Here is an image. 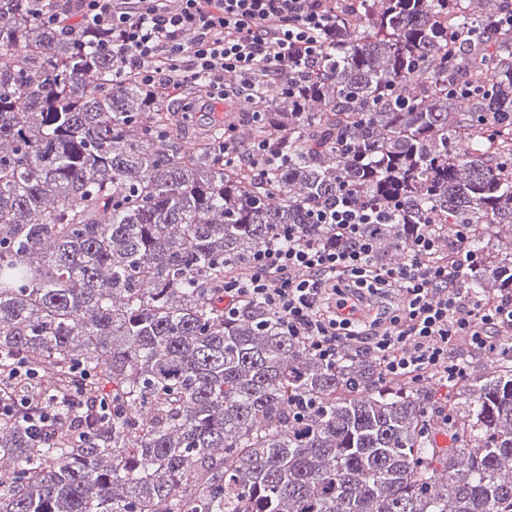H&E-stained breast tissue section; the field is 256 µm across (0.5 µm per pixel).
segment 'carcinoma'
I'll use <instances>...</instances> for the list:
<instances>
[{
	"label": "carcinoma",
	"instance_id": "carcinoma-1",
	"mask_svg": "<svg viewBox=\"0 0 512 512\" xmlns=\"http://www.w3.org/2000/svg\"><path fill=\"white\" fill-rule=\"evenodd\" d=\"M495 0H347L310 89L256 84L264 122L229 131L288 167L190 151L81 30L0 0V369L54 403L73 384L117 412L33 440L0 423V512H512V353L448 384V403L381 383L372 359L331 368L259 303L224 319L243 270L284 224L343 188L384 207L374 263L407 256L403 225L460 224L481 262L465 287L512 286V29ZM313 401L304 418L288 402ZM448 418L450 448L432 442Z\"/></svg>",
	"mask_w": 512,
	"mask_h": 512
}]
</instances>
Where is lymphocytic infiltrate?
<instances>
[{
  "label": "lymphocytic infiltrate",
  "instance_id": "lymphocytic-infiltrate-1",
  "mask_svg": "<svg viewBox=\"0 0 512 512\" xmlns=\"http://www.w3.org/2000/svg\"><path fill=\"white\" fill-rule=\"evenodd\" d=\"M45 26L99 34L120 68L146 91L167 99L200 92L207 108L224 101V74L241 80L245 99L256 78L300 95L326 48L334 25L328 0H77L35 12ZM391 209L342 193L312 210L305 224L284 227L253 256L248 271L228 275L224 315L258 301L277 329L299 339L310 356L336 367L350 352L372 357L383 382L441 384L462 380L459 347L484 353L512 351V288L481 299L460 285L476 267L470 228L441 243L434 225L407 235L406 260L395 267L372 262L367 224H389ZM327 231L315 239L317 231ZM34 428L64 427L69 415L0 392V421Z\"/></svg>",
  "mask_w": 512,
  "mask_h": 512
}]
</instances>
